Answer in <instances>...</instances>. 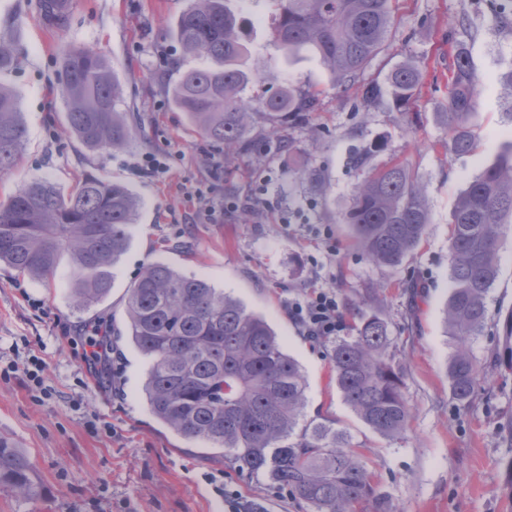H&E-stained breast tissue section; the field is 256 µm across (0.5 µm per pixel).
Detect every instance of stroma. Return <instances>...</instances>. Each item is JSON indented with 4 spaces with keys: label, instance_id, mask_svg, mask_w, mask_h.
<instances>
[{
    "label": "stroma",
    "instance_id": "35a3bbf8",
    "mask_svg": "<svg viewBox=\"0 0 512 512\" xmlns=\"http://www.w3.org/2000/svg\"><path fill=\"white\" fill-rule=\"evenodd\" d=\"M228 4L244 21L248 63L259 73L246 90L252 105L288 83L319 99L303 125L277 128L254 116L247 152H224L172 103L169 89L179 75L202 64L170 33L187 0H70L63 29L40 18L38 0H0V37L22 53L5 80L19 96L26 127L16 167L0 174V201L33 181L66 193L89 174L129 186L140 201L112 291L91 309L71 302L69 259L45 282L0 265V357L10 358L14 344L35 350L59 393L40 405L21 380H0V436L30 456L38 490L31 503L0 486V512H306L293 495L241 475L204 444L176 439L156 423L140 397L147 365L139 352L114 342L117 375L86 373L79 333L99 318L121 326L128 289L157 259L207 278L270 322L305 372L307 416L349 432L390 512H512V371L497 361L502 322L512 311V224L501 229L488 323L472 342L482 380L465 404L450 393L452 343L443 324L450 212L512 140V13H495L488 0H393L399 22L362 78L409 60L422 71L421 94L403 113L385 100L359 112L319 56L285 60L270 35L274 0ZM452 42L469 52L479 89L472 116L479 145L461 157L442 146ZM71 45L111 62L117 109L132 129L122 147L90 150L68 132L59 56ZM378 142L383 150H375ZM363 150L371 167L394 154L405 159L428 204L427 235L396 270L370 262L343 221L361 180L350 157ZM149 155L164 172L144 174ZM217 195L231 212L216 222L191 221ZM318 288L335 291L340 303L358 298L362 312L386 320L392 351L407 370L411 416L401 437L385 439L354 415L336 387L329 341L309 338L289 316V300ZM371 288L376 297L368 296ZM94 415L111 433L88 428ZM228 492L236 496L230 506Z\"/></svg>",
    "mask_w": 512,
    "mask_h": 512
}]
</instances>
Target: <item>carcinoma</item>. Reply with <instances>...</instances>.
<instances>
[{
  "label": "carcinoma",
  "instance_id": "1",
  "mask_svg": "<svg viewBox=\"0 0 512 512\" xmlns=\"http://www.w3.org/2000/svg\"><path fill=\"white\" fill-rule=\"evenodd\" d=\"M67 0H39L40 17L63 28ZM392 0H278L273 38L292 56L315 51L334 84L354 90L367 106L384 96L403 110L422 87V72L402 63L383 79L358 77L381 52L396 25ZM173 35L204 65L172 86L175 107L209 141L231 149L249 145L251 105L244 97L253 73L241 68L242 21L224 0H190ZM448 68V150L474 149L471 116L478 82L467 50L451 47ZM19 49L0 39V74L11 71ZM60 94L66 121L89 149L121 147L130 128L116 109L120 87L111 64L88 48L60 53ZM319 106L315 94L288 85L263 103L274 125H300ZM25 138L16 94L0 83V173L12 170ZM139 201L128 187L89 174L69 194L48 182L20 187L0 203V262L37 280L51 278L61 255L78 276L70 287L82 307L99 303L112 287L111 268L125 252ZM357 247L375 264L394 269L427 233L429 213L407 164L392 160L367 173L344 216ZM512 223V143L468 184L451 214L450 292L444 314L454 351L448 363L451 394L469 402L479 380L470 344L482 332L486 297L498 275L499 230ZM126 342L150 359L141 395L148 412L176 436L224 453L239 472L298 498L307 512H389L378 484L353 448L351 436L323 418L306 416L305 374L264 317L208 280L170 264L148 263L125 303ZM498 362L512 369V311L503 324ZM388 323L359 313L351 333L330 349L344 403L373 432L397 439L410 404L406 370L391 353ZM30 457L0 437V486L32 501Z\"/></svg>",
  "mask_w": 512,
  "mask_h": 512
}]
</instances>
